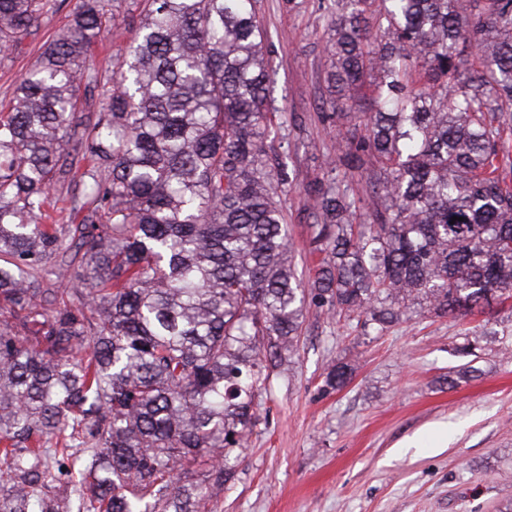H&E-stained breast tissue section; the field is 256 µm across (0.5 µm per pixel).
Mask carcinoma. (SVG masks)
I'll list each match as a JSON object with an SVG mask.
<instances>
[{"mask_svg":"<svg viewBox=\"0 0 512 512\" xmlns=\"http://www.w3.org/2000/svg\"><path fill=\"white\" fill-rule=\"evenodd\" d=\"M140 6L112 80L89 57L116 15L77 0L0 110V512H212L298 342L270 139L284 109L255 0ZM50 7L0 0V54ZM324 10L321 119L364 133L303 188L312 299L376 333L418 298L441 317L512 299V0ZM367 75L370 111H342ZM82 90L104 101L93 123L76 122ZM84 160L79 223H47L58 176ZM78 255V284L41 287ZM350 377L335 365L324 388Z\"/></svg>","mask_w":512,"mask_h":512,"instance_id":"1","label":"carcinoma"}]
</instances>
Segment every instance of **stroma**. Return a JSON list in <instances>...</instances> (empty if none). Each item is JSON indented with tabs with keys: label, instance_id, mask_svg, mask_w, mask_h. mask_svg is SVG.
Here are the masks:
<instances>
[{
	"label": "stroma",
	"instance_id": "stroma-1",
	"mask_svg": "<svg viewBox=\"0 0 512 512\" xmlns=\"http://www.w3.org/2000/svg\"><path fill=\"white\" fill-rule=\"evenodd\" d=\"M76 0H53L31 34L0 56V107L62 34ZM272 95L297 118L287 130L292 179L282 196L289 249L303 280L318 259L308 251L311 201L303 192L336 155L339 136L317 116L331 59L320 0H258ZM134 0H114L121 24L95 47L104 80L134 32ZM377 336L327 308L306 304L287 371L257 400L263 423L234 454L235 479L215 512H498L512 502V300L467 317L423 306ZM477 346L479 377L451 388L457 346ZM350 365L346 387L325 391L329 366Z\"/></svg>",
	"mask_w": 512,
	"mask_h": 512
}]
</instances>
